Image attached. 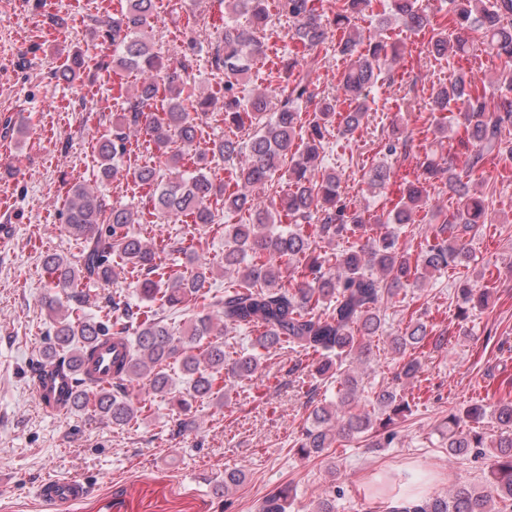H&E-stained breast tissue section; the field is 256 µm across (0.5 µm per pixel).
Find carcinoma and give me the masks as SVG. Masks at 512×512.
<instances>
[{"label": "carcinoma", "instance_id": "cac0c4a2", "mask_svg": "<svg viewBox=\"0 0 512 512\" xmlns=\"http://www.w3.org/2000/svg\"><path fill=\"white\" fill-rule=\"evenodd\" d=\"M371 3L336 0V10L328 16L315 0H277L278 13L291 22V40L318 46L332 28L339 32L336 54L350 60L340 81L347 110L338 111L334 99L321 101L306 123L300 104L312 100L313 93L306 79L295 74L294 57L281 56L276 62L279 98L264 91L241 95L240 82L254 62L266 56L260 33L270 18L267 0H228L235 18L224 22L206 51V62L224 71L222 97L207 92L189 104L183 93L193 57L166 62L155 50L153 0H125L119 16L94 19L112 43V72L137 70L145 78L127 97L112 132L96 142L95 185L76 183L67 190L60 216L65 231L82 245L80 259L73 264L55 253L44 258V268L65 298L45 302L52 332L32 371L55 361L77 370L108 337L125 342L129 350L127 359L113 366L112 381L94 386L78 377L72 412L90 410L114 426H126L144 409L132 395L135 387L185 410L216 394L214 386L224 370L237 381L250 379L266 352L286 347L314 356L315 374L338 385L337 402L324 401L310 412L309 424L294 444L297 455L319 457L337 442L366 433H382L373 447H391L396 433L390 426L411 412L410 400L397 387L385 385L369 404H360L362 377L351 364L369 361L372 339L385 332L381 310L401 291L423 288L448 270L469 264L477 230L488 223L487 200L471 192L470 185L484 181L487 162L512 158V141L503 139V130L512 127V100L503 96L488 106L471 94V80L463 71L432 88L428 111L437 143L448 132L447 112L456 106L464 109L455 155L448 160L426 157L414 179L402 182L398 201L382 210L375 223H367L341 197V175L334 169L322 171L319 165L331 128L344 138L354 136L368 117V96L387 62L400 57L397 43L350 29L351 17ZM448 5L449 27L439 31L417 0H390V12L411 31L431 29L427 50L436 58L468 56L473 47L468 33H480L482 44L502 62L503 83L512 88V0H448ZM82 67L76 54L57 77L70 84ZM219 103L225 124L238 130L254 126L248 140L226 137L201 143L203 118ZM136 132L166 155L164 167H125L130 135ZM175 140L195 149L193 169L184 168L183 154L168 153ZM407 142L408 136L396 126L382 142V151L395 155ZM241 157L245 161H239ZM216 160L229 167L230 181L217 183L210 176L209 166ZM283 170L291 187L280 193L274 188L275 177ZM128 175L135 186L148 189L150 214L163 223L216 224L222 212H248L249 223L224 225L221 269L230 279L224 295L210 296L206 290L213 262L179 246L177 251L188 256L192 270L187 275L174 272L162 257L166 246L135 230L143 209L113 202L103 191L109 182ZM390 179V168L383 162L369 173L373 189L386 188ZM434 184L457 196L459 206L441 223L428 225L420 251L412 255L401 247L399 230L416 223ZM257 187L270 188L267 199L252 195ZM311 222L321 241L349 240L351 245L332 258L318 252L303 230V224ZM128 274L145 305L120 292L104 297L94 293ZM454 295L464 318L468 310L486 307L491 291L460 276ZM198 300L202 310L181 324L162 315L165 310L184 313ZM211 307L221 317L213 316ZM241 327L256 330L258 336L252 352L238 354L228 365L224 333ZM446 341L444 333L433 332L421 319L409 321L390 337L397 356L395 380L416 378L422 369L418 350L427 345L441 349ZM174 369L185 377L180 390L174 387ZM378 410L386 418L377 420ZM488 416L499 428L490 441L480 430ZM443 428L450 457H490L491 480L481 488L460 481L446 494L389 504L387 512H512V399L451 411ZM288 499L290 490L284 487L266 499L262 512H285Z\"/></svg>", "mask_w": 512, "mask_h": 512}]
</instances>
